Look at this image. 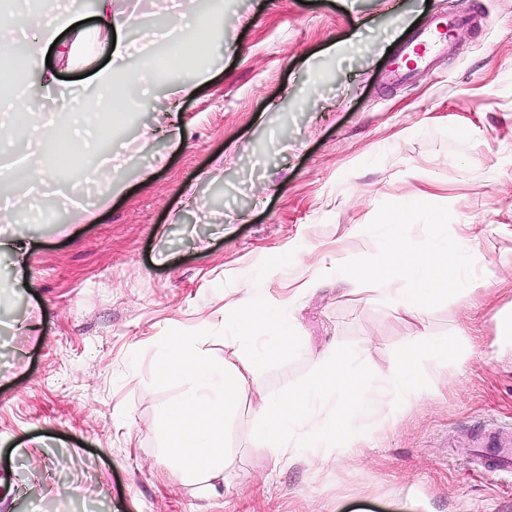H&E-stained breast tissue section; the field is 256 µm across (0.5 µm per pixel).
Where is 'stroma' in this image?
<instances>
[{"mask_svg": "<svg viewBox=\"0 0 512 512\" xmlns=\"http://www.w3.org/2000/svg\"><path fill=\"white\" fill-rule=\"evenodd\" d=\"M223 2L116 0L129 40L157 57L165 44L146 33L211 16L204 66L183 58L122 116L116 169L91 153L56 171L71 205L0 223L25 250L18 268L0 255V512H512V476L484 470L473 445L512 423V0ZM451 15L464 20L452 40L403 69L411 31ZM403 199L448 207L450 236L475 242L469 298L420 316L352 279L304 289L315 266L374 255L366 226ZM255 291L284 304L301 352L244 391L223 472L180 481L158 425L185 388L153 387L158 343L205 329L199 352L241 367L216 332ZM445 334L460 357L357 453L283 460L255 440L258 407L323 351L370 347L383 373L398 347Z\"/></svg>", "mask_w": 512, "mask_h": 512, "instance_id": "stroma-1", "label": "stroma"}]
</instances>
